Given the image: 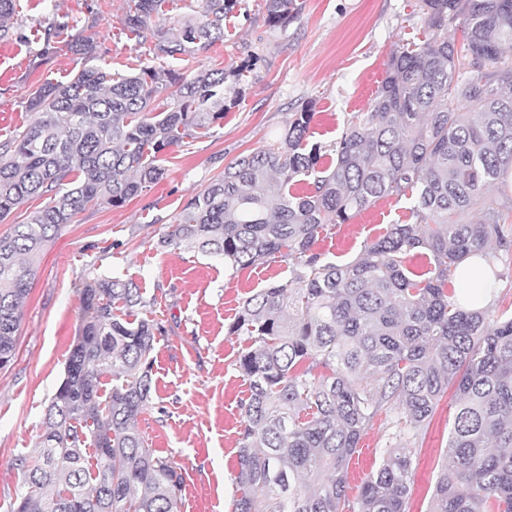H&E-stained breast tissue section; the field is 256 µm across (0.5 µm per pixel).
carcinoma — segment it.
I'll list each match as a JSON object with an SVG mask.
<instances>
[{"mask_svg": "<svg viewBox=\"0 0 512 512\" xmlns=\"http://www.w3.org/2000/svg\"><path fill=\"white\" fill-rule=\"evenodd\" d=\"M18 2L0 0V39L13 35ZM130 2L125 28L153 58L190 64L224 42L238 0H201L196 15L153 26L163 0ZM265 10L273 29L299 13L296 0H265ZM421 10L426 40L391 55L370 111L352 113L332 145L334 164L308 145V103L192 196L160 242L235 270L288 262V279L246 297L227 329L249 342L236 360L249 394L233 512H408L409 440L425 435L450 387L459 402L428 512H512V314L464 308L448 291L469 257L512 255V201L490 194L512 172V0H422ZM455 20L460 46L448 39ZM69 28L66 16L48 20L30 64L63 44L82 67L33 90L38 118L0 141V223L30 198L48 200L0 236V368L15 356L46 245L86 207H120L161 180L162 155L210 134L239 95V69L116 77L99 65L95 24ZM300 181L307 192H290ZM387 197L406 198L413 222L389 225L348 263L316 250L320 231ZM421 251L434 266L417 274L407 258ZM142 306L130 279L85 281L38 448L15 458L26 491L10 512H178L182 476L137 427L165 333L133 317ZM382 414L394 431L352 499L348 459Z\"/></svg>", "mask_w": 512, "mask_h": 512, "instance_id": "cac0c4a2", "label": "carcinoma"}]
</instances>
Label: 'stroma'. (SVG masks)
<instances>
[{
	"label": "stroma",
	"mask_w": 512,
	"mask_h": 512,
	"mask_svg": "<svg viewBox=\"0 0 512 512\" xmlns=\"http://www.w3.org/2000/svg\"><path fill=\"white\" fill-rule=\"evenodd\" d=\"M284 29L266 23L263 0H240L224 20V41L196 58L200 68L250 61L236 107L210 136L164 157V178L124 206L78 213L43 252L26 299L15 357L0 369V512L23 490L14 460L38 443L45 407L63 379L77 336L81 288L87 278L118 273L133 280L147 302L146 317L162 322L153 353V392L138 428L156 455L183 477L179 512H232L238 496V431L248 383L234 361L244 347L228 335L240 303L285 280L288 265L233 270L223 260L160 247L187 200L238 157L278 135L291 112L312 104V142L340 138L351 113L368 111L393 51L427 36L420 0H298ZM127 0H20L18 34L0 39V141L30 125V91L45 80L67 81L81 67L67 51L40 66L29 62L37 31L52 14L74 29L96 16L104 66L131 75L149 64L146 45L126 35ZM408 202L378 201L350 223L327 227L317 250L330 260H353L388 225L409 219ZM455 391L439 403L425 436L412 446L416 469L410 512H426L452 426ZM390 424L375 419L349 464V495L357 497L388 443Z\"/></svg>",
	"instance_id": "35a3bbf8"
}]
</instances>
